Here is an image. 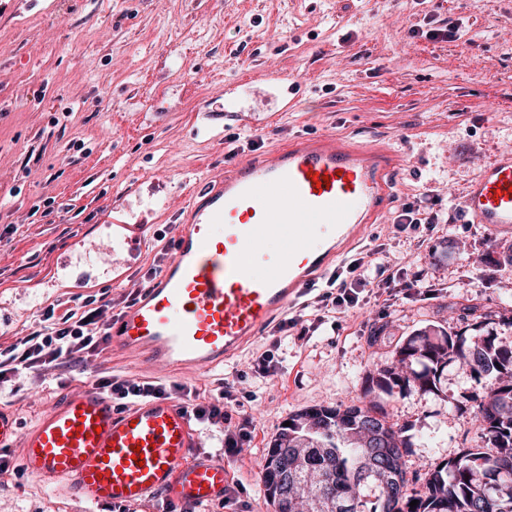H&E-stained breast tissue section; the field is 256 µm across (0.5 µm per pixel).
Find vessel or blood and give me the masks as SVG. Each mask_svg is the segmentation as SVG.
<instances>
[{
	"label": "vessel or blood",
	"mask_w": 512,
	"mask_h": 512,
	"mask_svg": "<svg viewBox=\"0 0 512 512\" xmlns=\"http://www.w3.org/2000/svg\"><path fill=\"white\" fill-rule=\"evenodd\" d=\"M397 155L333 137H294L239 161L223 180L196 183V201L159 276L109 320L113 357L137 372L193 377L241 356L288 306L359 245L394 202ZM328 177L325 186L315 177ZM462 210L493 233L512 230V152L469 185ZM144 225L118 221L112 241L127 261L107 271L122 286L146 245ZM277 251H269V241ZM197 431L188 405L160 397L120 409L92 385L65 392L27 433L0 407V450L56 493L89 505L223 503L222 460L190 457Z\"/></svg>",
	"instance_id": "obj_1"
}]
</instances>
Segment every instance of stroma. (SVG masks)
<instances>
[{"label": "stroma", "instance_id": "1", "mask_svg": "<svg viewBox=\"0 0 512 512\" xmlns=\"http://www.w3.org/2000/svg\"><path fill=\"white\" fill-rule=\"evenodd\" d=\"M454 25L453 37H427ZM281 71L299 82L293 111L257 81ZM338 136L399 151L398 202L439 215L432 230L395 233L393 215L370 226L362 249L405 271L406 287L370 294L335 324L282 338L275 376L243 411L257 435L226 458L240 480V512H271L260 475L265 448L288 415L347 406L429 325L491 333L512 344V233L470 221L460 199L482 168L512 150V0H0V342L40 327L65 289L55 262L79 238L112 243L114 209L151 224L145 257L122 301L187 219L189 183L218 181L242 158L297 136ZM84 141L88 154L69 149ZM52 198L51 219L32 215ZM377 345H369L373 331ZM0 392L22 428L61 396L50 373L29 370ZM479 387L453 362L439 394L382 396L413 440L410 470L426 472L480 445L470 397ZM0 512H112L77 507L22 469L0 482Z\"/></svg>", "mask_w": 512, "mask_h": 512}]
</instances>
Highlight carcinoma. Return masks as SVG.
<instances>
[{
  "label": "carcinoma",
  "mask_w": 512,
  "mask_h": 512,
  "mask_svg": "<svg viewBox=\"0 0 512 512\" xmlns=\"http://www.w3.org/2000/svg\"><path fill=\"white\" fill-rule=\"evenodd\" d=\"M479 340L483 359L473 363L467 338L439 326L420 330L369 379L366 392L436 394L448 364L457 361L478 382L494 379L471 395L483 446L410 478L411 437L381 403L306 407L288 416L290 425L266 449L260 482L267 504L274 512H382L394 476L403 488L397 512H512V470L501 466L512 460V345L493 335ZM412 480L422 489L410 487ZM413 500L418 505L410 506Z\"/></svg>",
  "instance_id": "cac0c4a2"
}]
</instances>
